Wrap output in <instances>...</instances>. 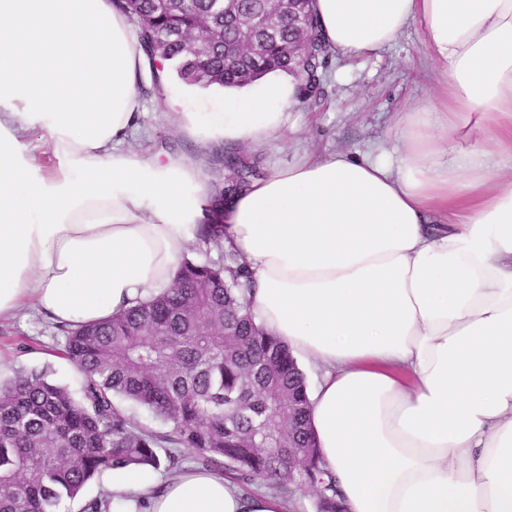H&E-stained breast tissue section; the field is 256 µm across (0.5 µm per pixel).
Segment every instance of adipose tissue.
I'll return each mask as SVG.
<instances>
[{
  "instance_id": "obj_1",
  "label": "adipose tissue",
  "mask_w": 512,
  "mask_h": 512,
  "mask_svg": "<svg viewBox=\"0 0 512 512\" xmlns=\"http://www.w3.org/2000/svg\"><path fill=\"white\" fill-rule=\"evenodd\" d=\"M313 7L350 60L418 22L434 91L395 139L299 153L225 199L224 246L257 323L318 372L310 428L346 512H512V0ZM144 65L114 0H0V319L83 325L172 287L210 188L205 156L125 147ZM298 96L275 71L201 118L268 146ZM112 512L287 506L187 465L116 471Z\"/></svg>"
}]
</instances>
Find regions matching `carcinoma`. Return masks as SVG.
Listing matches in <instances>:
<instances>
[{"label":"carcinoma","instance_id":"carcinoma-1","mask_svg":"<svg viewBox=\"0 0 512 512\" xmlns=\"http://www.w3.org/2000/svg\"><path fill=\"white\" fill-rule=\"evenodd\" d=\"M129 15L153 78L165 63L188 85L244 86L280 70L302 75L318 92L328 48L309 3L272 7L265 0H116ZM307 44L308 62L290 47ZM209 212L198 251L213 261L184 258L161 296L79 327H59L58 354L82 377L79 391L45 370L20 371L0 384V512H59L95 478L118 469L169 471L195 452L201 468L231 467L244 481L260 479L286 494L288 434L259 448L255 427L293 416L296 446L314 445L307 431L306 384L286 345L253 321L250 274L224 250V198L262 177L238 145L213 147ZM235 335H224V325ZM133 402L170 424L160 434L135 425L121 402ZM305 480L318 489V512H336V483L315 462Z\"/></svg>","mask_w":512,"mask_h":512}]
</instances>
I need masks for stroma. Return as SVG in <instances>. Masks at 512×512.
Here are the masks:
<instances>
[{"mask_svg":"<svg viewBox=\"0 0 512 512\" xmlns=\"http://www.w3.org/2000/svg\"><path fill=\"white\" fill-rule=\"evenodd\" d=\"M433 61L425 53L418 23H409L398 39L380 54L346 61L329 54L322 71L319 93L300 98L277 143L269 149L248 147L265 173L286 166L295 153L320 154L336 150H362L393 128L394 117L433 92ZM162 94L150 92L151 76H143L144 95L138 128L129 147L159 152L164 144L179 145L186 138L169 116L171 102L181 111L208 112L222 107L224 91L199 88L162 72ZM64 339L57 325L35 309L0 322V382L17 371L49 368L55 382L78 388L81 376L72 363L58 356Z\"/></svg>","mask_w":512,"mask_h":512,"instance_id":"35a3bbf8","label":"stroma"}]
</instances>
